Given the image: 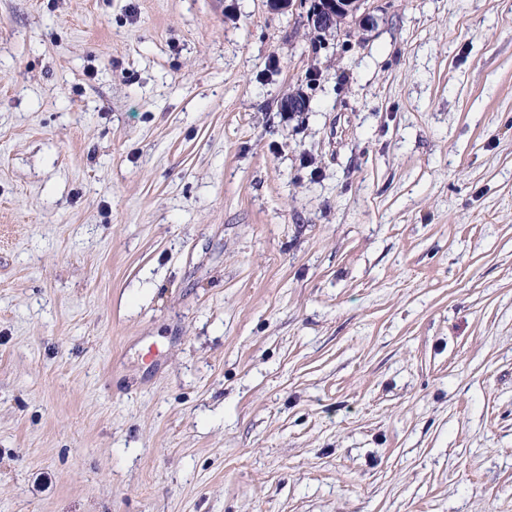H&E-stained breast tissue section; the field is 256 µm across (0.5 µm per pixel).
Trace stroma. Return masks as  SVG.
<instances>
[{"label": "stroma", "instance_id": "35a3bbf8", "mask_svg": "<svg viewBox=\"0 0 512 512\" xmlns=\"http://www.w3.org/2000/svg\"><path fill=\"white\" fill-rule=\"evenodd\" d=\"M367 8L0 0V512H512V0ZM367 0H310L307 22L311 28L320 33L344 24L361 27L368 20L369 13L361 8Z\"/></svg>", "mask_w": 512, "mask_h": 512}]
</instances>
